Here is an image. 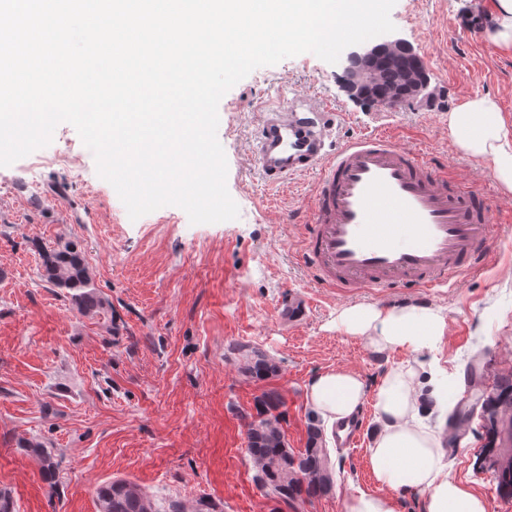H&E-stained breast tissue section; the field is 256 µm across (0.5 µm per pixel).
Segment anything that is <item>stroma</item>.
Masks as SVG:
<instances>
[{
    "mask_svg": "<svg viewBox=\"0 0 512 512\" xmlns=\"http://www.w3.org/2000/svg\"><path fill=\"white\" fill-rule=\"evenodd\" d=\"M489 2L396 0L395 34L425 62L437 92L429 106L353 101L340 65L308 53L237 83L219 103L217 130L237 219L193 224L181 208L165 206L130 220L68 123L56 127L46 151L71 149L87 169L84 182L64 166L47 167L36 176V196L26 159L0 167V489L16 512H97L98 487L116 480L138 485L160 512L201 497L217 512H342L346 496L378 489L366 448L339 449L324 433L332 491L296 500L269 495L253 481L246 439L262 396H277L287 445L301 453L320 422L308 387L327 369L352 370L371 385L418 358L439 369L459 400L474 364L482 393L500 390L512 377V193L448 136L449 111L474 96L498 100L512 126V53L486 36ZM282 92L331 102L341 114L334 141L384 129L450 177L481 186L492 200L494 231L483 269L432 293L403 282L382 293L317 287L296 260L315 175L274 186L251 162L254 104ZM67 246L80 251L103 310L85 311L70 290L43 277V252ZM291 297L306 304L294 322L279 311ZM351 304L435 310L444 334L419 354L405 346L378 353L337 330V316ZM250 349L272 358L277 372L249 374ZM464 424L460 444L445 453L450 477L483 497L488 512H512V494L498 483L512 449L484 405ZM44 449L56 465L50 480Z\"/></svg>",
    "mask_w": 512,
    "mask_h": 512,
    "instance_id": "1",
    "label": "stroma"
}]
</instances>
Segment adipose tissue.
Wrapping results in <instances>:
<instances>
[{"label":"adipose tissue","mask_w":512,"mask_h":512,"mask_svg":"<svg viewBox=\"0 0 512 512\" xmlns=\"http://www.w3.org/2000/svg\"><path fill=\"white\" fill-rule=\"evenodd\" d=\"M448 134L512 192V128L496 99L481 96L459 103L448 114ZM336 325L377 351L407 345L417 352L443 336L445 321L429 309L354 304L344 308ZM412 385L408 369L389 370L371 386L347 369L326 370L311 381L309 403L327 424L353 416L368 397L381 424L368 448V465L380 490L347 496L343 512H396V491L419 494L424 512H488L481 496L449 476L441 436L422 425L423 410L410 396Z\"/></svg>","instance_id":"ef3b65f1"}]
</instances>
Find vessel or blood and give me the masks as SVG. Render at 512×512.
<instances>
[{
    "mask_svg": "<svg viewBox=\"0 0 512 512\" xmlns=\"http://www.w3.org/2000/svg\"><path fill=\"white\" fill-rule=\"evenodd\" d=\"M338 116L327 101L303 98L259 114L251 158L262 178L317 175L299 262L323 287L371 290L451 287L481 268L492 237L485 192L379 130L331 147ZM365 424L362 413L338 423L337 442L358 448Z\"/></svg>",
    "mask_w": 512,
    "mask_h": 512,
    "instance_id": "obj_1",
    "label": "vessel or blood"
}]
</instances>
